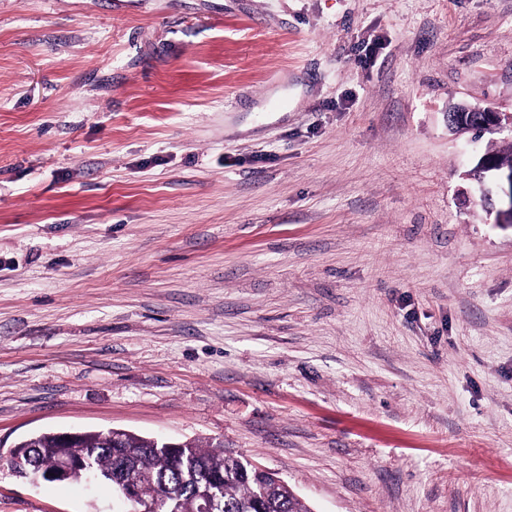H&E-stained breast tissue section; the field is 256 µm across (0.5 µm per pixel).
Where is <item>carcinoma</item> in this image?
Instances as JSON below:
<instances>
[{
  "label": "carcinoma",
  "instance_id": "1",
  "mask_svg": "<svg viewBox=\"0 0 512 512\" xmlns=\"http://www.w3.org/2000/svg\"><path fill=\"white\" fill-rule=\"evenodd\" d=\"M126 447L116 448L100 434L88 432L77 454L90 457L104 480L117 474L127 462L149 475L140 494L159 502L161 512H189L196 491L204 485L220 489L224 512H311L288 484L278 483L256 470L240 454L185 443L176 452L154 447V441L135 433L125 435ZM56 438L46 433L30 449L25 463L33 468L51 469L58 459Z\"/></svg>",
  "mask_w": 512,
  "mask_h": 512
}]
</instances>
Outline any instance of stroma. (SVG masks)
I'll use <instances>...</instances> for the list:
<instances>
[{"instance_id": "1", "label": "stroma", "mask_w": 512, "mask_h": 512, "mask_svg": "<svg viewBox=\"0 0 512 512\" xmlns=\"http://www.w3.org/2000/svg\"><path fill=\"white\" fill-rule=\"evenodd\" d=\"M512 0H0V512L42 431L223 441L312 512H512ZM466 112H478L477 123L491 131L496 133H506V139L512 138V114L503 115L500 112H488L478 107H468ZM477 125L474 121L467 123H458L457 129L463 130L464 132H472L475 138L480 137L482 133H485L482 128ZM498 188L497 194V217L499 224H512V169H499L495 175ZM512 227V225H511Z\"/></svg>"}]
</instances>
